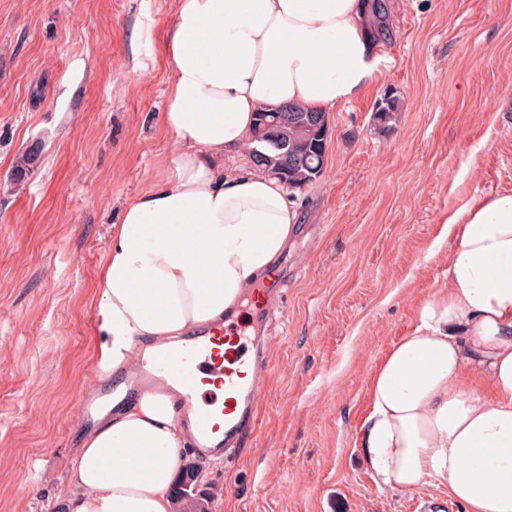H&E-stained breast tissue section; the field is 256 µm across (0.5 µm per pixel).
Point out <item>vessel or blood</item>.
I'll return each instance as SVG.
<instances>
[{
    "label": "vessel or blood",
    "instance_id": "1",
    "mask_svg": "<svg viewBox=\"0 0 512 512\" xmlns=\"http://www.w3.org/2000/svg\"><path fill=\"white\" fill-rule=\"evenodd\" d=\"M272 310V298L257 293L248 309H234L224 320L223 332L213 336H191L184 342L160 350L152 370L136 379V386L149 384L181 388L184 416L192 424L202 448H218L227 454L257 427L261 381L267 377L269 359L261 336ZM211 374L223 384V405L198 404L195 397L202 374Z\"/></svg>",
    "mask_w": 512,
    "mask_h": 512
}]
</instances>
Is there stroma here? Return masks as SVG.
Here are the masks:
<instances>
[{"mask_svg": "<svg viewBox=\"0 0 512 512\" xmlns=\"http://www.w3.org/2000/svg\"><path fill=\"white\" fill-rule=\"evenodd\" d=\"M173 0H0V512H62L101 344L112 226L171 171ZM381 74L328 110L321 178L278 263L258 430L202 460L209 512H410L361 448L373 372L448 285L449 213L512 192V0H393ZM400 98L389 134L373 107ZM33 153L24 179L19 156Z\"/></svg>", "mask_w": 512, "mask_h": 512, "instance_id": "stroma-1", "label": "stroma"}]
</instances>
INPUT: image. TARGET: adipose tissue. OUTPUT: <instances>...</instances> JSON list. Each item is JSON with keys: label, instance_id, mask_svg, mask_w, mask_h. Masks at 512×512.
Returning <instances> with one entry per match:
<instances>
[{"label": "adipose tissue", "instance_id": "obj_1", "mask_svg": "<svg viewBox=\"0 0 512 512\" xmlns=\"http://www.w3.org/2000/svg\"><path fill=\"white\" fill-rule=\"evenodd\" d=\"M163 122L174 170L124 205L96 290L100 375L117 385L154 353L224 325L301 219L286 186L228 170L254 114L326 110L376 76L360 0H174ZM448 286L369 383L363 454L378 484L433 481L466 512H512V192L451 213ZM177 388L137 391L78 435L65 512H171L193 435Z\"/></svg>", "mask_w": 512, "mask_h": 512}]
</instances>
